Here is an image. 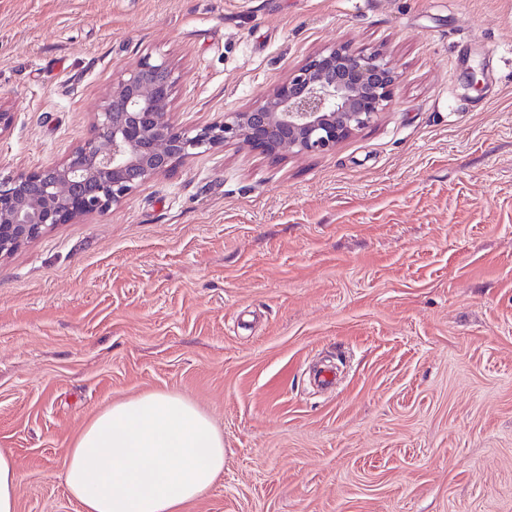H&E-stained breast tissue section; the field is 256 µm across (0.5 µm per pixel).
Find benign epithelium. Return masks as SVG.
Wrapping results in <instances>:
<instances>
[{"instance_id": "7a95c632", "label": "benign epithelium", "mask_w": 512, "mask_h": 512, "mask_svg": "<svg viewBox=\"0 0 512 512\" xmlns=\"http://www.w3.org/2000/svg\"><path fill=\"white\" fill-rule=\"evenodd\" d=\"M398 79L383 51L337 44L259 103L187 130L174 118L179 76L166 59L148 53L112 86L89 134L61 160L0 178V260L59 224L121 204L196 150L241 143L272 159L330 152L379 117Z\"/></svg>"}]
</instances>
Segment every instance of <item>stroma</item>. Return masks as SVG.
<instances>
[{
    "label": "stroma",
    "mask_w": 512,
    "mask_h": 512,
    "mask_svg": "<svg viewBox=\"0 0 512 512\" xmlns=\"http://www.w3.org/2000/svg\"><path fill=\"white\" fill-rule=\"evenodd\" d=\"M336 44L399 80L333 151L230 143L0 261L17 512H81L68 448L151 391L224 437L183 512H512V0H0V177L145 54L195 129Z\"/></svg>",
    "instance_id": "1"
}]
</instances>
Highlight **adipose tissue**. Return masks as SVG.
I'll return each instance as SVG.
<instances>
[{
  "mask_svg": "<svg viewBox=\"0 0 512 512\" xmlns=\"http://www.w3.org/2000/svg\"><path fill=\"white\" fill-rule=\"evenodd\" d=\"M224 470V438L195 405L149 392L110 405L82 430L65 483L83 512H182Z\"/></svg>",
  "mask_w": 512,
  "mask_h": 512,
  "instance_id": "1",
  "label": "adipose tissue"
}]
</instances>
